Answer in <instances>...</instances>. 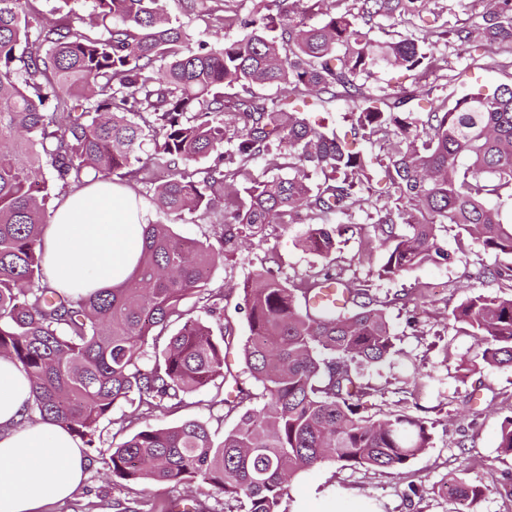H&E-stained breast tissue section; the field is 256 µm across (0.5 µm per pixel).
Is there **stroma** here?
I'll list each match as a JSON object with an SVG mask.
<instances>
[{
	"mask_svg": "<svg viewBox=\"0 0 512 512\" xmlns=\"http://www.w3.org/2000/svg\"><path fill=\"white\" fill-rule=\"evenodd\" d=\"M171 18L179 20L194 37L215 44L225 37H242L243 29L225 30L222 22L224 0H165ZM440 66L426 83L434 95L455 99L462 94L499 84H512V66L505 69L484 67L481 53L473 46L440 42L436 49ZM134 191L150 222L167 220L178 236L217 242L221 228L209 218L161 217L143 185ZM370 208L354 211L348 217L351 231L344 234L333 264L344 279L368 282L378 298L387 299V318L397 335L398 353L378 364L360 366L364 380L378 387L377 395L366 398L363 412L368 416L402 410L425 418L431 434L425 451L397 471H373L327 462L295 479L284 496L280 512H353L358 499L371 503L376 512H456L453 498L444 492L445 484L463 481L484 486L485 494L477 512H512V496L505 492L512 485V456L499 448L500 427L512 415V369L481 364L474 339L456 331L449 323L453 309L476 293L507 296L512 289L479 278L485 266L512 262V257L483 253L477 246L460 245L458 230L445 227L438 233L442 246L452 258L444 264H426L393 279L381 278L377 270L384 260L380 249L367 250L365 225ZM308 230L303 220L268 224L211 272L208 286L224 291L223 318H210V325L225 321L233 332L226 349L224 382L190 393L177 411L162 410L151 417L153 427H169L196 419L210 425L215 441L233 427L234 417L225 416L222 399L235 383L255 388L245 367L241 347L249 335L242 289L261 265L278 264L285 277L297 282L319 272L323 257L303 248ZM428 291L426 299L410 300L415 289ZM416 316L415 327H408L409 316ZM478 361V371H459L460 360ZM427 377L431 386L415 394L414 377ZM133 410L131 404L116 407L103 421L92 448L86 449V478L77 494L64 502H48L44 512H178L187 505L194 512H220L223 495L214 487L195 482L170 485L140 482L114 484L107 462L116 444L133 427L118 430L116 423Z\"/></svg>",
	"mask_w": 512,
	"mask_h": 512,
	"instance_id": "obj_1",
	"label": "stroma"
}]
</instances>
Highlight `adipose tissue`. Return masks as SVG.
<instances>
[{
  "instance_id": "ef3b65f1",
  "label": "adipose tissue",
  "mask_w": 512,
  "mask_h": 512,
  "mask_svg": "<svg viewBox=\"0 0 512 512\" xmlns=\"http://www.w3.org/2000/svg\"><path fill=\"white\" fill-rule=\"evenodd\" d=\"M146 211L127 188L99 181L58 204L43 233L45 273L53 286L88 293L127 281L141 254ZM27 372L0 357V512H40L80 488L83 446L60 426L28 420Z\"/></svg>"
}]
</instances>
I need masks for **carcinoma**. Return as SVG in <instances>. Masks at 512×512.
Returning <instances> with one entry per match:
<instances>
[{
	"label": "carcinoma",
	"mask_w": 512,
	"mask_h": 512,
	"mask_svg": "<svg viewBox=\"0 0 512 512\" xmlns=\"http://www.w3.org/2000/svg\"><path fill=\"white\" fill-rule=\"evenodd\" d=\"M426 2L353 0L336 14L311 0L307 10L321 20L310 23L296 17V0H251L248 13L230 6L224 16V26L248 29L245 37L193 47L163 0H91L92 35L51 23L31 0H0V356L28 373L42 420L91 448L102 421L130 396L131 418L147 419L224 377L231 328L214 335L182 301L194 295L205 313L223 316L224 294L207 288L212 269L243 239L301 211L309 220L302 245L335 253L351 225L327 220L369 203L363 191L377 169L390 199L372 222L386 250L377 276L449 260L438 240L447 224L485 252L512 254V224L489 203L512 198V84L451 104L433 99L426 112L407 103L429 88L409 97L367 91L381 69H432L441 40L477 41L488 55L512 49V0H486L477 33L435 27L420 38H369L378 20L416 17ZM282 85L292 97L253 92ZM339 97L355 103L345 119L357 151L308 117ZM213 154L217 163L195 167ZM284 155L288 177L235 185L248 165ZM113 178L146 186L167 215L199 212L224 226L219 246L148 224L138 267L122 285L89 294L51 287L42 234L54 200ZM480 276L512 283V265ZM328 284L344 294L345 309L310 305ZM243 302L245 364L262 392L240 386L224 399V416L238 420L219 444L197 420L136 431L112 450L114 482L199 480L224 495L223 512H280L290 481L325 462L399 470L429 447L426 420L360 412L362 397L379 389L354 365L387 360L396 340L387 302L365 282L327 267L290 284L263 266ZM451 320L476 339L484 364L512 369V296L473 294ZM173 321L179 329L147 356L148 342ZM259 397L265 403L252 408ZM498 448L512 455V416ZM450 492L457 512H476L484 486L456 481Z\"/></svg>",
	"instance_id": "carcinoma-1"
}]
</instances>
